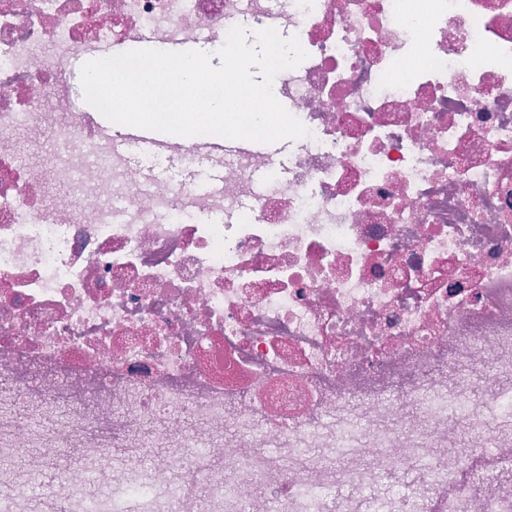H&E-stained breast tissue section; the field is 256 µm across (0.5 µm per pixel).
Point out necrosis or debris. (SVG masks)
Segmentation results:
<instances>
[{
    "label": "necrosis or debris",
    "instance_id": "necrosis-or-debris-1",
    "mask_svg": "<svg viewBox=\"0 0 512 512\" xmlns=\"http://www.w3.org/2000/svg\"><path fill=\"white\" fill-rule=\"evenodd\" d=\"M247 23L287 165L149 181L73 107ZM0 512H512V0H0ZM80 58L71 61L68 67V78L74 99V104L79 111H92L89 104L84 99V94L80 82Z\"/></svg>",
    "mask_w": 512,
    "mask_h": 512
}]
</instances>
